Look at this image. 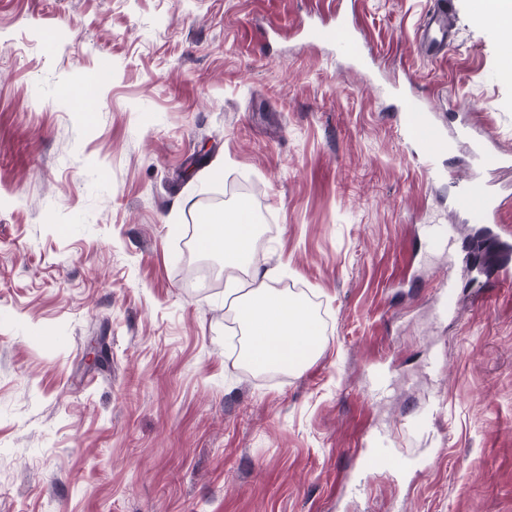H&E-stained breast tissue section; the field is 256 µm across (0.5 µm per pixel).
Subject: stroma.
<instances>
[{"mask_svg": "<svg viewBox=\"0 0 512 512\" xmlns=\"http://www.w3.org/2000/svg\"><path fill=\"white\" fill-rule=\"evenodd\" d=\"M453 2L428 55L433 0H0V512H512V285L452 206L468 143L430 180L399 130L402 91L471 126L512 225L500 34ZM343 20L362 62L304 36ZM241 183L324 339L279 379L180 266ZM383 445L401 473L363 469ZM448 4L446 0H441L425 24L423 39L427 51L439 48L448 37V30L454 19V13L448 8Z\"/></svg>", "mask_w": 512, "mask_h": 512, "instance_id": "35a3bbf8", "label": "stroma"}]
</instances>
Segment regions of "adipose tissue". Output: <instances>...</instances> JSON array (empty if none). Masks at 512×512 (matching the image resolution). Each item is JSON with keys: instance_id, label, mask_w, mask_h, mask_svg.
<instances>
[{"instance_id": "obj_1", "label": "adipose tissue", "mask_w": 512, "mask_h": 512, "mask_svg": "<svg viewBox=\"0 0 512 512\" xmlns=\"http://www.w3.org/2000/svg\"><path fill=\"white\" fill-rule=\"evenodd\" d=\"M202 229L200 251L216 257L225 273L239 272L248 280V290L236 303L248 364L259 371L304 368L323 348L315 317L308 306L273 288L275 269L255 258V225L243 223L232 207L220 222Z\"/></svg>"}]
</instances>
